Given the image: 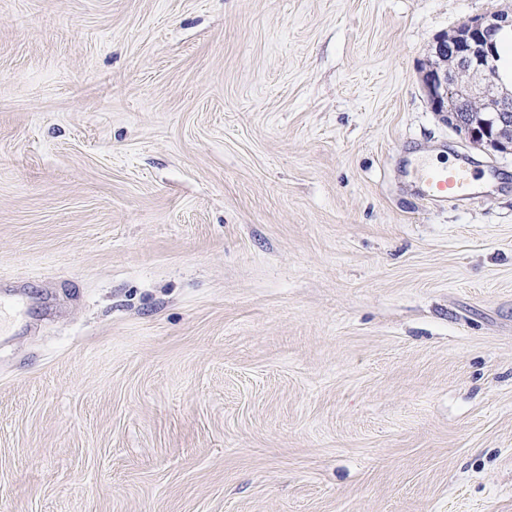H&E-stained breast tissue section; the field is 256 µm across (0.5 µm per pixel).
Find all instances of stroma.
Masks as SVG:
<instances>
[{"label":"stroma","instance_id":"stroma-1","mask_svg":"<svg viewBox=\"0 0 512 512\" xmlns=\"http://www.w3.org/2000/svg\"><path fill=\"white\" fill-rule=\"evenodd\" d=\"M510 9L0 0V512H512V153L422 83ZM477 179L473 162L463 154L457 163L448 167L423 166L418 187L424 197L437 205L448 200L464 203L478 197Z\"/></svg>","mask_w":512,"mask_h":512}]
</instances>
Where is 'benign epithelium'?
Listing matches in <instances>:
<instances>
[{
	"mask_svg": "<svg viewBox=\"0 0 512 512\" xmlns=\"http://www.w3.org/2000/svg\"><path fill=\"white\" fill-rule=\"evenodd\" d=\"M512 25V13L496 11L469 19L451 35L437 38L423 75L428 100L446 112L448 124L477 147L512 150V90L498 86L496 44L491 34ZM470 105L480 118L460 110Z\"/></svg>",
	"mask_w": 512,
	"mask_h": 512,
	"instance_id": "7a95c632",
	"label": "benign epithelium"
}]
</instances>
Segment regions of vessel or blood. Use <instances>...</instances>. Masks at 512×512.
I'll return each instance as SVG.
<instances>
[{"label": "vessel or blood", "instance_id": "1", "mask_svg": "<svg viewBox=\"0 0 512 512\" xmlns=\"http://www.w3.org/2000/svg\"><path fill=\"white\" fill-rule=\"evenodd\" d=\"M477 179L472 161L463 155L448 167H422L418 187L432 203L439 205L450 200L464 203L478 196Z\"/></svg>", "mask_w": 512, "mask_h": 512}]
</instances>
